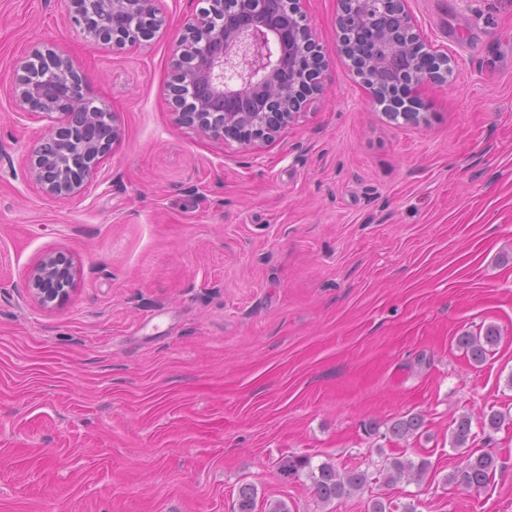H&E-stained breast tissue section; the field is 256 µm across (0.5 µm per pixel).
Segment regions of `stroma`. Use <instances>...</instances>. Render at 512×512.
<instances>
[{"label": "stroma", "mask_w": 512, "mask_h": 512, "mask_svg": "<svg viewBox=\"0 0 512 512\" xmlns=\"http://www.w3.org/2000/svg\"><path fill=\"white\" fill-rule=\"evenodd\" d=\"M451 57L420 93L426 125L391 121L341 55L337 0H303L327 86L258 148L176 126L170 59L201 0H160L167 32L102 49L67 0H0V512H512V0H406ZM63 48L122 138L66 201L25 177L44 126L5 92L33 45ZM80 270L46 310L28 269ZM496 326L481 365L457 345ZM424 418L401 440L391 425ZM472 419L495 475L447 483ZM364 469L425 459L422 482L371 481L329 503L281 460ZM78 269L61 252L45 253L27 272L25 288L41 308L54 309L63 305L75 291Z\"/></svg>", "instance_id": "obj_1"}]
</instances>
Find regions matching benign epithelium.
I'll return each instance as SVG.
<instances>
[{"instance_id":"obj_1","label":"benign epithelium","mask_w":512,"mask_h":512,"mask_svg":"<svg viewBox=\"0 0 512 512\" xmlns=\"http://www.w3.org/2000/svg\"><path fill=\"white\" fill-rule=\"evenodd\" d=\"M255 23L217 24L224 0H208L184 28L171 60L167 86L174 123L210 138L258 147L295 121L308 102L324 91L319 46L302 10L292 0L288 17L272 14L270 0H237ZM371 0H338V29L366 18ZM386 22L371 29L370 52L339 36L374 101L393 119L419 126L418 89L448 84L451 58L418 38L406 0H383ZM73 21L97 45H140L166 20L156 0H69ZM85 74L62 53L35 49L17 63L10 95L14 112L48 120L34 145L26 178L52 199L79 195L97 180L104 160L121 139L116 115L92 105ZM78 269L61 252L44 254L27 272L25 288L44 309L63 305L75 291Z\"/></svg>"}]
</instances>
